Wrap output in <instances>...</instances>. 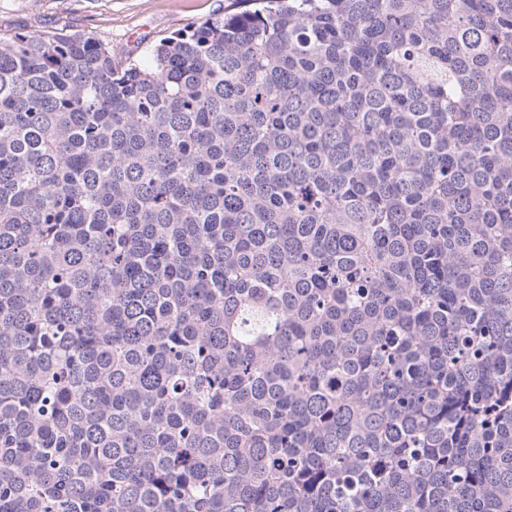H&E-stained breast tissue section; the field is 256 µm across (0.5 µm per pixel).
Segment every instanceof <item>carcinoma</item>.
<instances>
[{"label": "carcinoma", "mask_w": 512, "mask_h": 512, "mask_svg": "<svg viewBox=\"0 0 512 512\" xmlns=\"http://www.w3.org/2000/svg\"><path fill=\"white\" fill-rule=\"evenodd\" d=\"M236 2L0 36V512H512V0Z\"/></svg>", "instance_id": "cac0c4a2"}]
</instances>
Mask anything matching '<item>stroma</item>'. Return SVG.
<instances>
[{
	"label": "stroma",
	"instance_id": "stroma-1",
	"mask_svg": "<svg viewBox=\"0 0 512 512\" xmlns=\"http://www.w3.org/2000/svg\"><path fill=\"white\" fill-rule=\"evenodd\" d=\"M233 0H0V34L61 25L111 40L140 64L161 39L231 8Z\"/></svg>",
	"mask_w": 512,
	"mask_h": 512
}]
</instances>
